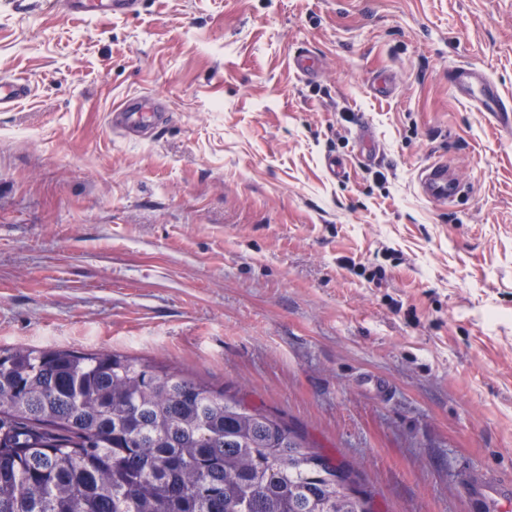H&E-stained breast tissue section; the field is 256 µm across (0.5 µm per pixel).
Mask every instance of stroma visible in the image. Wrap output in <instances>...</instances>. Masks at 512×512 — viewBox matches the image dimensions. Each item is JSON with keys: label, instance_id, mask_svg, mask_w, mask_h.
Listing matches in <instances>:
<instances>
[{"label": "stroma", "instance_id": "stroma-1", "mask_svg": "<svg viewBox=\"0 0 512 512\" xmlns=\"http://www.w3.org/2000/svg\"><path fill=\"white\" fill-rule=\"evenodd\" d=\"M459 65L512 100V0H0V79L31 85L0 111V347L179 370L352 465L374 512H469L468 471L512 475V136ZM137 95L168 115L147 139L109 122ZM440 155L470 187L447 210L417 183ZM64 14L82 19L104 18L130 14L137 10L139 0H56ZM461 97L481 107L495 119L500 129L512 132V110L505 105L496 84L473 67L456 66L449 71Z\"/></svg>", "mask_w": 512, "mask_h": 512}]
</instances>
